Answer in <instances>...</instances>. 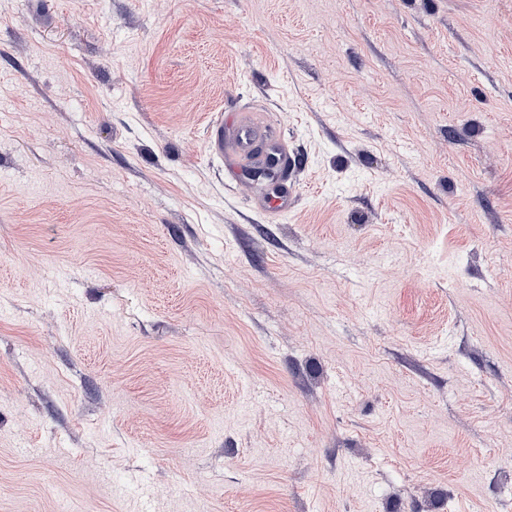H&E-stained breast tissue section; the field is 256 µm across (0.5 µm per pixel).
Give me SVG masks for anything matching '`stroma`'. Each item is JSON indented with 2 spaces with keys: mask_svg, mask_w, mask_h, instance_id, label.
Returning <instances> with one entry per match:
<instances>
[{
  "mask_svg": "<svg viewBox=\"0 0 512 512\" xmlns=\"http://www.w3.org/2000/svg\"><path fill=\"white\" fill-rule=\"evenodd\" d=\"M510 448L512 0H0V512H512ZM279 122L272 115L257 118L248 112L219 114L210 125V151L224 157V166L235 170L245 167L241 161L257 149L268 151L281 136ZM224 131L232 143L231 152L224 156Z\"/></svg>",
  "mask_w": 512,
  "mask_h": 512,
  "instance_id": "obj_1",
  "label": "stroma"
}]
</instances>
